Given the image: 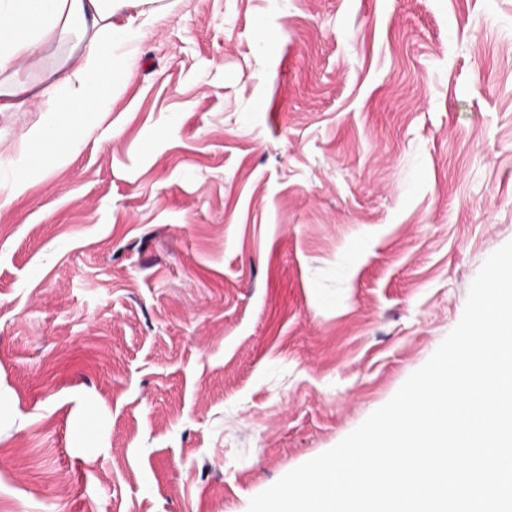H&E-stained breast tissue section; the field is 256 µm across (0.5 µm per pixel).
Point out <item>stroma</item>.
<instances>
[{
    "instance_id": "obj_1",
    "label": "stroma",
    "mask_w": 512,
    "mask_h": 512,
    "mask_svg": "<svg viewBox=\"0 0 512 512\" xmlns=\"http://www.w3.org/2000/svg\"><path fill=\"white\" fill-rule=\"evenodd\" d=\"M130 20L108 122L0 207V512H243L394 396L512 241V0ZM41 119L0 112V159Z\"/></svg>"
}]
</instances>
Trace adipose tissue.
Segmentation results:
<instances>
[{"label": "adipose tissue", "instance_id": "1", "mask_svg": "<svg viewBox=\"0 0 512 512\" xmlns=\"http://www.w3.org/2000/svg\"><path fill=\"white\" fill-rule=\"evenodd\" d=\"M121 0H0V112H21L36 101L48 112L46 124L26 136L0 181V202L24 194L35 174H47L79 140L87 119L110 110L112 86L130 66L139 30L114 25ZM75 49L40 88L15 79L16 71L37 62L45 50L68 34Z\"/></svg>", "mask_w": 512, "mask_h": 512}]
</instances>
